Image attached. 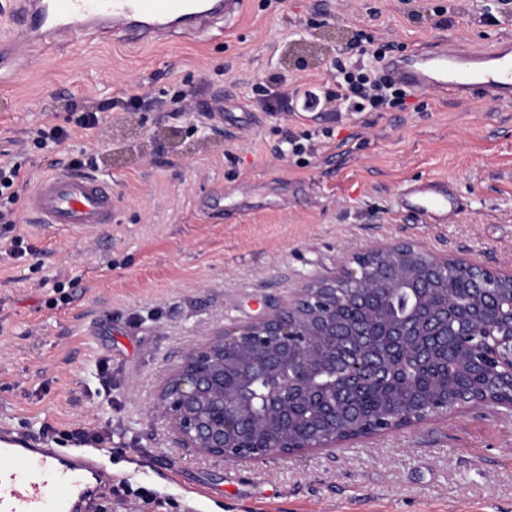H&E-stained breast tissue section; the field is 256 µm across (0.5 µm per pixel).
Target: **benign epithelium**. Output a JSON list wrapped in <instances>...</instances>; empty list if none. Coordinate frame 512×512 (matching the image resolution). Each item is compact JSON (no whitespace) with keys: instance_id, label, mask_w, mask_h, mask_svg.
<instances>
[{"instance_id":"1","label":"benign epithelium","mask_w":512,"mask_h":512,"mask_svg":"<svg viewBox=\"0 0 512 512\" xmlns=\"http://www.w3.org/2000/svg\"><path fill=\"white\" fill-rule=\"evenodd\" d=\"M434 367L453 388L409 394L363 434L360 395ZM512 413V266L485 267L413 242L350 251L254 320L187 348L151 405L178 448L228 462L284 458L468 408Z\"/></svg>"}]
</instances>
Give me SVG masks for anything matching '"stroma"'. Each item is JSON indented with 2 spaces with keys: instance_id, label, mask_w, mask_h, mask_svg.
<instances>
[{
  "instance_id": "obj_1",
  "label": "stroma",
  "mask_w": 512,
  "mask_h": 512,
  "mask_svg": "<svg viewBox=\"0 0 512 512\" xmlns=\"http://www.w3.org/2000/svg\"><path fill=\"white\" fill-rule=\"evenodd\" d=\"M499 0H245L233 28L158 47L21 43L26 69L0 84V153L26 166V196L49 164L86 161L112 186L118 221L78 233L16 226L32 254L0 242V430L73 448L70 430L106 431L112 480L93 512H512V415L483 407L264 462L174 447L150 412L161 377L190 345L246 323L345 248L413 240L491 267L512 265V102L409 93L384 112H262L259 86L334 87L337 64L512 39ZM498 14L495 24L484 14ZM190 94L175 109L176 92ZM224 97V120L207 108ZM156 101L128 112L125 99ZM100 107L94 131L74 119ZM71 130L32 146L44 124ZM449 179L446 223L400 208L406 186ZM111 391H104V382Z\"/></svg>"
}]
</instances>
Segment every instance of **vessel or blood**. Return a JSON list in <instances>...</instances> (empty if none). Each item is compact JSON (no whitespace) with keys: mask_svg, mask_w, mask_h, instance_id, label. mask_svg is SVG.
Listing matches in <instances>:
<instances>
[{"mask_svg":"<svg viewBox=\"0 0 512 512\" xmlns=\"http://www.w3.org/2000/svg\"><path fill=\"white\" fill-rule=\"evenodd\" d=\"M245 0H17L13 33L0 37V80L11 81L18 40L57 47L60 35L113 38L135 46L180 31L210 38L237 20ZM384 74L397 85L433 98L468 100L481 95L512 102V40L488 47H433L391 56ZM400 204L436 224L454 211L456 198L444 180L411 185ZM24 216L43 227L88 230L117 221L112 188L104 179L66 167L39 180L27 195ZM99 467L96 455L78 449L63 455L40 441L0 434V512H78L83 486Z\"/></svg>","mask_w":512,"mask_h":512,"instance_id":"b4317fda","label":"vessel or blood"}]
</instances>
